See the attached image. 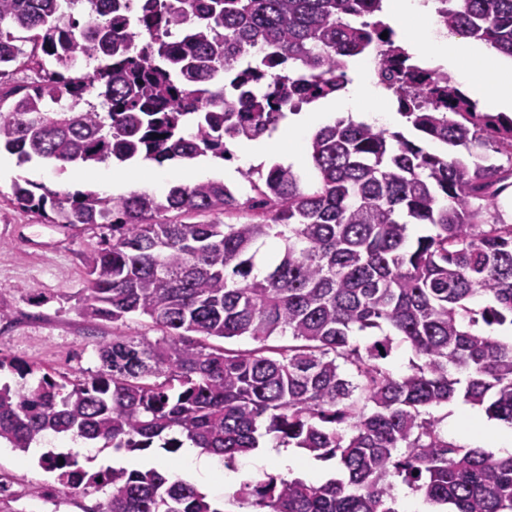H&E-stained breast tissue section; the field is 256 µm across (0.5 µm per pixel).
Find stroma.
<instances>
[{
    "mask_svg": "<svg viewBox=\"0 0 512 512\" xmlns=\"http://www.w3.org/2000/svg\"><path fill=\"white\" fill-rule=\"evenodd\" d=\"M105 170L102 164L60 170L36 161L15 162L0 183V308L10 312L9 319L0 321V356L17 357L74 380L98 370V347L112 337L159 338V330L143 317L90 325L81 313L85 260L101 247L102 230L75 231L49 223L19 205L13 194L14 182L24 177L73 195L97 188ZM77 459L91 472L113 466L160 468L205 493L212 482L211 477L183 467L181 454L157 448L133 453L95 448ZM0 473L17 479L30 496L23 504L0 499V512H90L104 499L100 493L56 484L53 473L26 461L24 453L15 449L0 453Z\"/></svg>",
    "mask_w": 512,
    "mask_h": 512,
    "instance_id": "35a3bbf8",
    "label": "stroma"
}]
</instances>
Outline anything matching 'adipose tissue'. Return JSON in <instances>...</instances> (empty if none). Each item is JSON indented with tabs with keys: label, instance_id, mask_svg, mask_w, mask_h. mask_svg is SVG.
<instances>
[{
	"label": "adipose tissue",
	"instance_id": "obj_1",
	"mask_svg": "<svg viewBox=\"0 0 512 512\" xmlns=\"http://www.w3.org/2000/svg\"><path fill=\"white\" fill-rule=\"evenodd\" d=\"M432 9V0H387L389 15L405 26L415 49L456 73L463 88L487 111L511 113L512 61L485 55L473 41L458 35L429 37L427 23ZM381 95L371 72L362 70L360 77L349 83L346 93L338 96L336 101L292 117L286 134L288 146L280 152V161L286 164L297 162L303 150L302 135L329 124L333 112H351L354 120L367 124L392 121V113L377 109ZM456 413L472 424L474 444L488 443L501 454H512V427L495 426L467 406H458Z\"/></svg>",
	"mask_w": 512,
	"mask_h": 512
}]
</instances>
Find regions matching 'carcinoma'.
<instances>
[{"label":"carcinoma","mask_w":512,"mask_h":512,"mask_svg":"<svg viewBox=\"0 0 512 512\" xmlns=\"http://www.w3.org/2000/svg\"><path fill=\"white\" fill-rule=\"evenodd\" d=\"M83 1L97 25L59 0H0V78L23 42L54 64L0 92V150L21 164L222 161L224 134L259 139L295 91L306 105L325 99L345 88L349 60L402 48L380 18L383 0ZM437 2L449 32L512 57V0ZM131 23L149 43L132 41ZM258 42L263 55L245 60ZM227 88L240 97L228 111ZM391 91L406 126L441 150L347 118L313 135V181L275 163L244 174L257 193L245 200L222 181L173 185L161 198L15 184L18 203L54 224L111 231L85 263L88 321L144 317L163 336L113 337L96 373L76 381L0 357V372L19 379L0 383V442L25 452L47 433L69 434L170 454L187 444L227 462L304 448L338 460L347 479L268 475L234 499L255 512H395L389 478L400 477L451 512H512V455L448 441L431 412L461 390L512 426V343L494 336L512 326V224L492 215L512 165L472 152L491 141L512 160V118L479 112L437 72ZM245 209L262 220H218ZM410 224L432 233L411 246ZM273 336L295 343L270 346ZM394 336L416 357L400 377L384 366ZM239 337L257 347L207 344ZM63 460L48 470L105 494L99 512H228L155 468L89 473Z\"/></svg>","instance_id":"cac0c4a2"}]
</instances>
